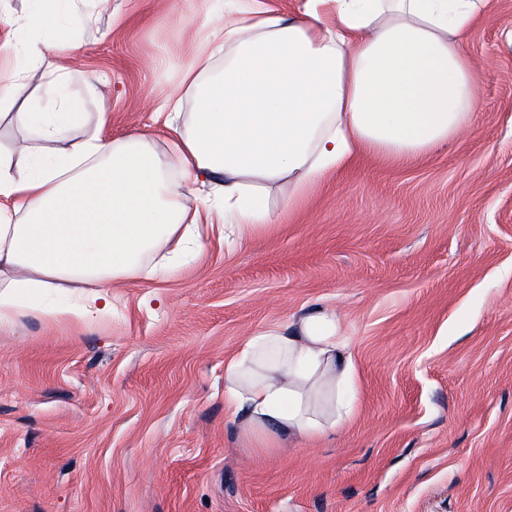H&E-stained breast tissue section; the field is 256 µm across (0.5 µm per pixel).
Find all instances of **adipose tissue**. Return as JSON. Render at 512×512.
Here are the masks:
<instances>
[{
    "label": "adipose tissue",
    "mask_w": 512,
    "mask_h": 512,
    "mask_svg": "<svg viewBox=\"0 0 512 512\" xmlns=\"http://www.w3.org/2000/svg\"><path fill=\"white\" fill-rule=\"evenodd\" d=\"M487 0H301L286 18L258 0H226L180 91L161 105L167 152L149 137L102 134L58 148L72 115L15 109L24 75L0 77V110L31 131L20 157L0 152V322L41 312L42 294L80 288L53 315L101 314L113 283L159 249L183 258L201 231L225 241L268 224L281 183L286 210L367 157L421 162L466 129L478 88L465 38ZM192 103L189 125L179 123ZM209 193L187 205L171 170ZM354 364L331 311L268 326L224 362V403L242 434L288 444L335 432Z\"/></svg>",
    "instance_id": "adipose-tissue-1"
}]
</instances>
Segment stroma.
<instances>
[{"instance_id":"1","label":"stroma","mask_w":512,"mask_h":512,"mask_svg":"<svg viewBox=\"0 0 512 512\" xmlns=\"http://www.w3.org/2000/svg\"><path fill=\"white\" fill-rule=\"evenodd\" d=\"M0 0L65 46L70 140L133 133L167 151L176 93L214 0ZM466 51L468 132L424 162L376 158L251 238L205 235L173 276L112 286L92 319L0 323V512H512V0H488ZM106 125H99V112ZM338 314L357 398L336 433L245 438L224 362L262 328Z\"/></svg>"}]
</instances>
